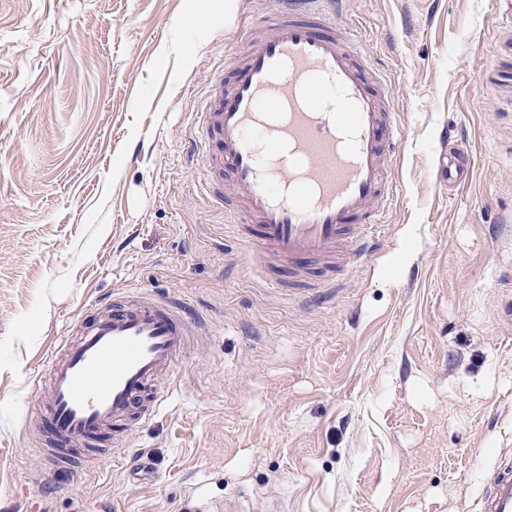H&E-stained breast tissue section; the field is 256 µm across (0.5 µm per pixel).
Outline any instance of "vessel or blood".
Here are the masks:
<instances>
[{"label": "vessel or blood", "mask_w": 512, "mask_h": 512, "mask_svg": "<svg viewBox=\"0 0 512 512\" xmlns=\"http://www.w3.org/2000/svg\"><path fill=\"white\" fill-rule=\"evenodd\" d=\"M341 3L285 0L256 19L231 77L213 75L199 116L204 184L227 180L239 194L230 222L260 247L261 267H320V279L294 289L303 299L361 267L397 194L388 172L404 131L386 83L366 73L355 30L336 23ZM440 169L458 185L470 164L453 151ZM194 331L181 306L144 295L79 321L46 357L37 430L51 446L38 456L78 474L68 449L130 417L148 422L164 400L157 382ZM480 508L512 512L511 453L498 456Z\"/></svg>", "instance_id": "b4317fda"}]
</instances>
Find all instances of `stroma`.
Here are the masks:
<instances>
[{
	"instance_id": "35a3bbf8",
	"label": "stroma",
	"mask_w": 512,
	"mask_h": 512,
	"mask_svg": "<svg viewBox=\"0 0 512 512\" xmlns=\"http://www.w3.org/2000/svg\"><path fill=\"white\" fill-rule=\"evenodd\" d=\"M276 2L0 0V512H479L512 453V112L480 83L512 40L498 0H344L408 137L374 252L310 306L189 159L212 74ZM136 293L201 330L121 461L76 448L82 478L48 475L27 422L44 357ZM446 162L440 164L442 177L447 178L448 184H461L467 177L470 164L455 150L448 154Z\"/></svg>"
}]
</instances>
